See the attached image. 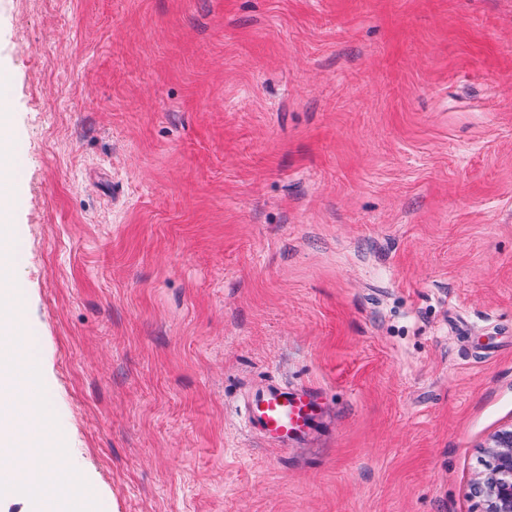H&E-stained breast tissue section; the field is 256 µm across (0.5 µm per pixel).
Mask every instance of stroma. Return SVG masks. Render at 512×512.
<instances>
[{"instance_id":"stroma-1","label":"stroma","mask_w":512,"mask_h":512,"mask_svg":"<svg viewBox=\"0 0 512 512\" xmlns=\"http://www.w3.org/2000/svg\"><path fill=\"white\" fill-rule=\"evenodd\" d=\"M21 348L100 512H483L512 425V0H0ZM324 393L300 446L242 422ZM322 415V395L316 388L273 380L252 388L245 402L248 428L262 440L284 448L311 440ZM490 463L471 485L483 512H512V425L499 430L481 447Z\"/></svg>"}]
</instances>
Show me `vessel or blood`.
I'll return each mask as SVG.
<instances>
[{
  "instance_id": "b4317fda",
  "label": "vessel or blood",
  "mask_w": 512,
  "mask_h": 512,
  "mask_svg": "<svg viewBox=\"0 0 512 512\" xmlns=\"http://www.w3.org/2000/svg\"><path fill=\"white\" fill-rule=\"evenodd\" d=\"M322 415V395L316 388L273 380L252 388L245 402L248 428L262 440L284 448L311 440Z\"/></svg>"
}]
</instances>
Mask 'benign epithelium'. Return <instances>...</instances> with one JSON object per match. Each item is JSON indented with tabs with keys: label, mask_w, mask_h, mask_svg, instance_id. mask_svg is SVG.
Returning a JSON list of instances; mask_svg holds the SVG:
<instances>
[{
	"label": "benign epithelium",
	"mask_w": 512,
	"mask_h": 512,
	"mask_svg": "<svg viewBox=\"0 0 512 512\" xmlns=\"http://www.w3.org/2000/svg\"><path fill=\"white\" fill-rule=\"evenodd\" d=\"M481 450L489 464L471 492L483 502L484 512H512V426L492 435Z\"/></svg>",
	"instance_id": "obj_1"
}]
</instances>
